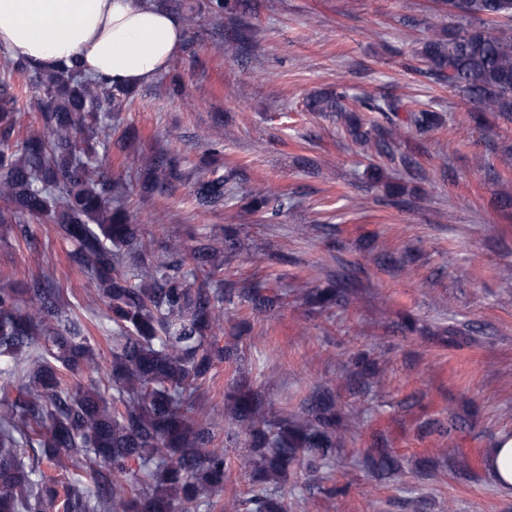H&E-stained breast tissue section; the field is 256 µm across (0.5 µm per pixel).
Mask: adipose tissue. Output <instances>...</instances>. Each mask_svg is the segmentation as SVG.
<instances>
[{"mask_svg":"<svg viewBox=\"0 0 512 512\" xmlns=\"http://www.w3.org/2000/svg\"><path fill=\"white\" fill-rule=\"evenodd\" d=\"M185 27L154 0H0V47L52 69L78 60L112 85L154 81L180 52Z\"/></svg>","mask_w":512,"mask_h":512,"instance_id":"ef3b65f1","label":"adipose tissue"}]
</instances>
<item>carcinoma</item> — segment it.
<instances>
[{
    "label": "carcinoma",
    "mask_w": 512,
    "mask_h": 512,
    "mask_svg": "<svg viewBox=\"0 0 512 512\" xmlns=\"http://www.w3.org/2000/svg\"><path fill=\"white\" fill-rule=\"evenodd\" d=\"M465 24L421 42L427 77L446 82L474 104V122L490 113L512 120V0H437ZM229 4L188 5L187 26L220 19ZM9 77L28 89L25 102L0 91V223H51L73 244L72 266L91 280L107 307L112 359L101 367L87 327L53 288H0V512H211L230 466L213 448L202 389L221 363L240 358L239 343L224 345V303L239 296L260 311L280 307L278 295L258 281L224 283V260L236 251L231 230L224 247L202 240L191 248L166 244L156 252L140 235L124 203L107 199L109 183L97 165L112 143L106 112L125 93L86 75L77 64L42 70L5 57ZM334 112L360 145L391 161L402 133L443 126L439 112L409 107L396 97H364L347 104L346 92L312 102ZM40 113L43 130L26 134L22 114ZM357 112H382L388 125L364 126ZM407 170L416 162L402 156ZM179 161L149 162L146 195L164 192ZM226 179L200 176L195 198L224 207ZM284 194L267 189L252 200L267 215L280 214ZM341 284L309 288L306 304L336 305ZM103 372L106 389L94 374ZM230 434L247 449L242 469L252 487L247 512H288L291 472L336 460L342 420L327 391L308 413L290 420L265 407L247 382L224 395ZM371 471L392 474L395 463L365 458Z\"/></svg>",
    "instance_id": "1"
}]
</instances>
